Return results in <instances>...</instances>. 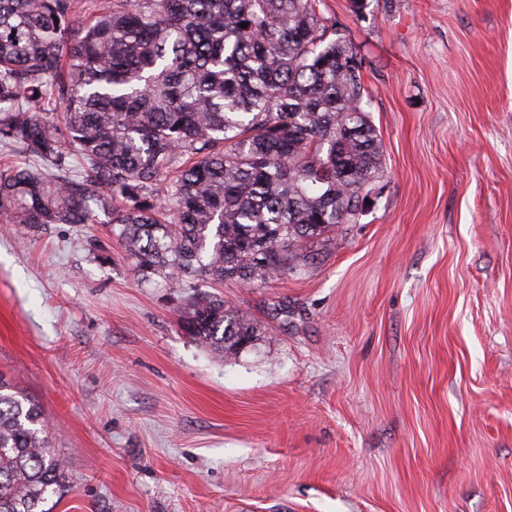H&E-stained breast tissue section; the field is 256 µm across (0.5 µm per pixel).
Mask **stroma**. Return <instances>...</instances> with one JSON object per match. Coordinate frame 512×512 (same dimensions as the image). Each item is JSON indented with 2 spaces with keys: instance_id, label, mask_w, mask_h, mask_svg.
<instances>
[{
  "instance_id": "obj_1",
  "label": "stroma",
  "mask_w": 512,
  "mask_h": 512,
  "mask_svg": "<svg viewBox=\"0 0 512 512\" xmlns=\"http://www.w3.org/2000/svg\"><path fill=\"white\" fill-rule=\"evenodd\" d=\"M383 172L313 264L179 329L109 224L0 227V372L44 409L47 512H512V0H322Z\"/></svg>"
}]
</instances>
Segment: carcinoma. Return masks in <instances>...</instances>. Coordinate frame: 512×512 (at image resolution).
Returning <instances> with one entry per match:
<instances>
[{"mask_svg":"<svg viewBox=\"0 0 512 512\" xmlns=\"http://www.w3.org/2000/svg\"><path fill=\"white\" fill-rule=\"evenodd\" d=\"M319 5L0 0V223L106 215L143 280L192 289L183 333L238 355L257 330L208 284L297 272L380 173L361 70ZM66 474L0 374V512H46Z\"/></svg>","mask_w":512,"mask_h":512,"instance_id":"carcinoma-1","label":"carcinoma"}]
</instances>
